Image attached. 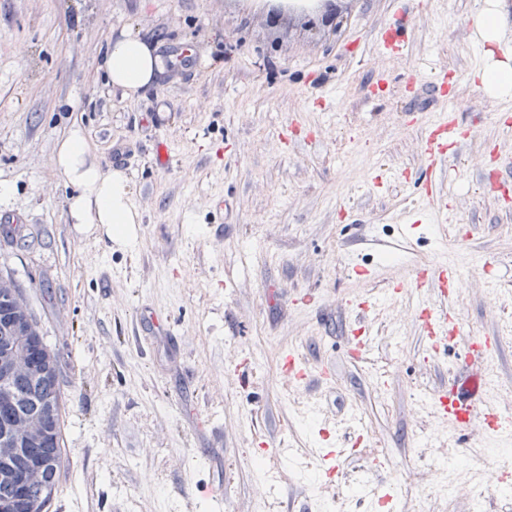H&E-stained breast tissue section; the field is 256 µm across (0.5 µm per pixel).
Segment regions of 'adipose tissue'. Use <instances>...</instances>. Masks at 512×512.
Listing matches in <instances>:
<instances>
[{
    "instance_id": "1",
    "label": "adipose tissue",
    "mask_w": 512,
    "mask_h": 512,
    "mask_svg": "<svg viewBox=\"0 0 512 512\" xmlns=\"http://www.w3.org/2000/svg\"><path fill=\"white\" fill-rule=\"evenodd\" d=\"M161 61L134 28L112 39L106 51L105 68L113 85L134 94L152 81ZM88 143L81 128H72L59 146L55 165L75 192L68 200L74 223L100 224L108 233L128 239L137 215L130 207V187L125 175L103 171L87 160Z\"/></svg>"
}]
</instances>
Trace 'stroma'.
<instances>
[{
	"label": "stroma",
	"instance_id": "obj_1",
	"mask_svg": "<svg viewBox=\"0 0 512 512\" xmlns=\"http://www.w3.org/2000/svg\"><path fill=\"white\" fill-rule=\"evenodd\" d=\"M482 2L351 0L337 28L315 12L270 23L265 0H0V274L61 362L64 466L47 512H331L343 496L349 512H379L347 485L358 473L412 512L410 481L443 463L465 471L470 452L512 484V458L490 456L480 428L427 438L426 407L468 363V334L497 341V405L512 412V292L483 272L490 258L512 265V201L500 191L512 187V111L474 66ZM129 25L162 59L134 97L103 67ZM384 35L403 56L378 55ZM446 105L465 137L447 165L454 218L440 231L414 179L423 124ZM75 127L102 170L125 149L132 240L73 223L54 157ZM381 166L404 177L375 193ZM415 210L414 259L443 233L463 263L460 335L426 353L415 304L395 298L373 316L370 350L353 354L345 303L385 295L395 271L372 242ZM355 237L359 261L378 268L365 281L344 266ZM307 293L323 321L298 304ZM287 351L311 374L302 386L280 375ZM319 404L344 450L326 494L322 416H300ZM260 439L295 449L304 472L269 460L284 475L265 489L250 464ZM219 484L220 507L207 496Z\"/></svg>",
	"mask_w": 512,
	"mask_h": 512
}]
</instances>
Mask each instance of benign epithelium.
Instances as JSON below:
<instances>
[{
  "mask_svg": "<svg viewBox=\"0 0 512 512\" xmlns=\"http://www.w3.org/2000/svg\"><path fill=\"white\" fill-rule=\"evenodd\" d=\"M270 18L279 22L304 11L289 5L286 0H275L269 10ZM10 316L20 324V336L29 341V349L18 356L12 352L11 337L0 345V385L9 388L22 375L30 379H47L53 372L47 365V351L38 327L26 316L24 308L10 306ZM60 397L51 389L43 394L38 412L22 420L16 414L15 396L11 392L0 395V446L11 449L0 455V483L11 492L9 507L0 512H41L55 492V477L50 475L42 460L43 448L57 449V418Z\"/></svg>",
  "mask_w": 512,
  "mask_h": 512,
  "instance_id": "1",
  "label": "benign epithelium"
}]
</instances>
